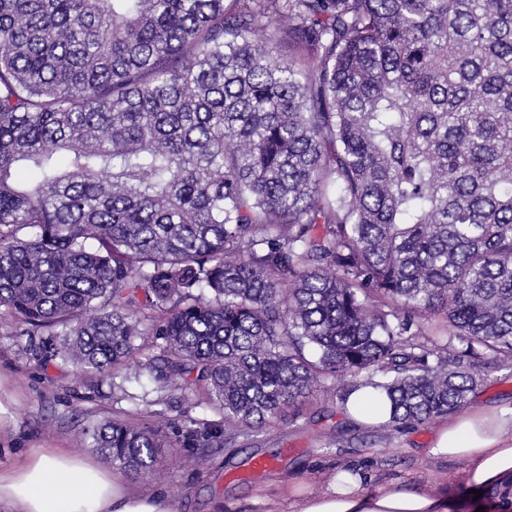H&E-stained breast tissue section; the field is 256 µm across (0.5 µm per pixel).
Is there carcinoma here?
<instances>
[{"instance_id": "carcinoma-1", "label": "carcinoma", "mask_w": 512, "mask_h": 512, "mask_svg": "<svg viewBox=\"0 0 512 512\" xmlns=\"http://www.w3.org/2000/svg\"><path fill=\"white\" fill-rule=\"evenodd\" d=\"M3 326L202 389L194 466L327 379L462 411L512 364V0H0ZM170 426L80 445L149 474Z\"/></svg>"}]
</instances>
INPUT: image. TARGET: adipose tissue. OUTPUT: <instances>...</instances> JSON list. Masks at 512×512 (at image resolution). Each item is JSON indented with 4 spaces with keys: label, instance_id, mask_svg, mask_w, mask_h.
Wrapping results in <instances>:
<instances>
[{
    "label": "adipose tissue",
    "instance_id": "ef3b65f1",
    "mask_svg": "<svg viewBox=\"0 0 512 512\" xmlns=\"http://www.w3.org/2000/svg\"><path fill=\"white\" fill-rule=\"evenodd\" d=\"M346 415L361 426L385 424L391 404L364 383L350 390ZM427 456L463 462L460 480L490 495L492 512H512V412L475 406L449 416ZM287 512H461L464 500L448 487L409 488L400 483L373 490L364 474L344 469L313 486L284 482ZM0 512H178L167 494L127 485L110 469L61 449L33 448L0 467Z\"/></svg>",
    "mask_w": 512,
    "mask_h": 512
}]
</instances>
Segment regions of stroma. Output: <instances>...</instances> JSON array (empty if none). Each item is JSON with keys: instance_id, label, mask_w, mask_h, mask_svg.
Masks as SVG:
<instances>
[{"instance_id": "obj_1", "label": "stroma", "mask_w": 512, "mask_h": 512, "mask_svg": "<svg viewBox=\"0 0 512 512\" xmlns=\"http://www.w3.org/2000/svg\"><path fill=\"white\" fill-rule=\"evenodd\" d=\"M27 343L15 330L0 329V404L8 410L6 421L0 422L1 465L31 448L77 450L78 432L103 419L149 423L154 412L162 411L175 424L167 432L170 448L151 475L131 474L127 480L143 490L164 491L180 512H266L267 501L282 495V474L315 483L332 470L357 468L369 475L371 487L379 488L397 480L409 486L444 484L462 467L456 460L426 457L436 424L355 426L329 382L312 403L286 411L251 435L226 439L205 467L195 471L181 463L187 450L177 430L194 421L215 420L202 391L191 389L173 399L151 377L102 378L70 364L47 367L27 351ZM472 363L483 381L471 393V403L512 409V367L483 356ZM82 452L93 460L98 457L90 448ZM254 456L273 457L277 463L261 474L240 478Z\"/></svg>"}]
</instances>
